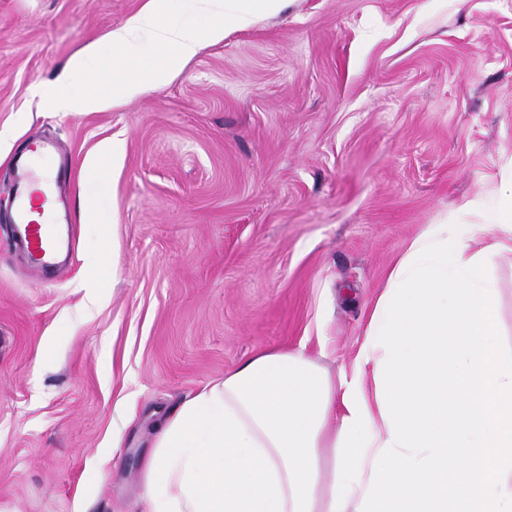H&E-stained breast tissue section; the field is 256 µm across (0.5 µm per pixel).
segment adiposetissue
<instances>
[{
	"label": "adipose tissue",
	"mask_w": 512,
	"mask_h": 512,
	"mask_svg": "<svg viewBox=\"0 0 512 512\" xmlns=\"http://www.w3.org/2000/svg\"><path fill=\"white\" fill-rule=\"evenodd\" d=\"M462 243L464 262L494 245L512 254V189ZM384 354L361 344L334 377L304 350L265 351L189 394L156 426L141 512H356L389 438Z\"/></svg>",
	"instance_id": "ef3b65f1"
}]
</instances>
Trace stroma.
<instances>
[{
  "mask_svg": "<svg viewBox=\"0 0 512 512\" xmlns=\"http://www.w3.org/2000/svg\"><path fill=\"white\" fill-rule=\"evenodd\" d=\"M147 2L0 0V130L95 203L55 282L0 236V512H138L157 412L273 348L339 373L410 243L491 223L512 160V0H287L119 106L48 110Z\"/></svg>",
  "mask_w": 512,
  "mask_h": 512,
  "instance_id": "1",
  "label": "stroma"
}]
</instances>
